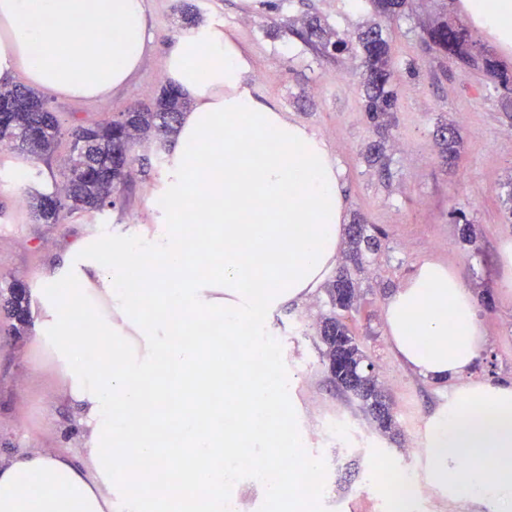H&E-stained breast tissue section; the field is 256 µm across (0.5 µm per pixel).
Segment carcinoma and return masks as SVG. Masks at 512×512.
<instances>
[{
  "label": "carcinoma",
  "mask_w": 512,
  "mask_h": 512,
  "mask_svg": "<svg viewBox=\"0 0 512 512\" xmlns=\"http://www.w3.org/2000/svg\"><path fill=\"white\" fill-rule=\"evenodd\" d=\"M372 11L385 18H394L413 10L414 0H369ZM297 35L313 51L324 56L353 50L362 55L365 67L363 101L367 117L380 140L369 146L370 161L382 162L383 143L390 127L391 112L397 106V93L390 84L392 56L388 40L379 26L362 30L355 44L336 37V32L310 17ZM421 41L431 51L456 64L462 70H479L502 88L504 110L512 108V68L500 64L486 50L476 47L466 29L443 19L421 32ZM188 102L183 94L164 90L154 106H142L122 113L124 124L112 120L80 124L70 130L74 143H82L80 154L63 159L61 180L48 192L30 195L29 208L41 224H60L77 211H99L116 205L129 173L124 169L133 163V147L145 140L159 143L158 159L163 161L162 148L176 132ZM0 110L8 117L0 121V153L9 150L52 157L60 142L61 127L38 92L22 84L0 83ZM435 142L443 160H454L458 154L460 134L451 125L435 131ZM384 233L359 216L347 227V250L336 274L325 285L327 311L318 324L321 361L331 382L351 395L364 415L383 433L392 434L397 421L391 404L375 375L365 370L368 355L357 342L340 312L349 311L358 303L360 289L350 268H361L370 256L378 253ZM6 300L12 315L22 324L29 321L27 293L9 288Z\"/></svg>",
  "instance_id": "cac0c4a2"
}]
</instances>
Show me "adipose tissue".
Listing matches in <instances>:
<instances>
[{
  "label": "adipose tissue",
  "mask_w": 512,
  "mask_h": 512,
  "mask_svg": "<svg viewBox=\"0 0 512 512\" xmlns=\"http://www.w3.org/2000/svg\"><path fill=\"white\" fill-rule=\"evenodd\" d=\"M477 27L512 47V0H463ZM155 50L146 0H0V78L23 74L46 93L96 98L127 84ZM164 76L191 104L180 118L156 221L126 224L72 245L39 276L34 344L52 361L60 394L78 409V453L23 452L0 463V512H224V463L239 457L253 419L275 407V441L254 486L300 490L318 460L304 456L288 393L254 377L252 339L274 314L309 302L343 248L346 199L326 145L256 99L233 38L209 25L166 50ZM396 358L423 382L456 383L458 399L431 414L430 483L449 502L512 512V383L473 379L484 340L477 301L445 264L426 260L384 300ZM102 337L111 359L90 363L76 324ZM239 341L230 365L211 360ZM231 388L224 407L214 393ZM184 413L178 447L156 439ZM156 411L155 436L140 426ZM152 457L151 477L122 463L127 448Z\"/></svg>",
  "instance_id": "obj_1"
}]
</instances>
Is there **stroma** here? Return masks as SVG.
Here are the masks:
<instances>
[{"mask_svg":"<svg viewBox=\"0 0 512 512\" xmlns=\"http://www.w3.org/2000/svg\"><path fill=\"white\" fill-rule=\"evenodd\" d=\"M185 3L198 8L201 23L223 28L243 48L253 95L327 145L344 176L348 217L364 215L385 234L380 253L365 266L361 306L347 322L394 402L400 432L392 439L379 434L356 402L330 382L316 348L317 322L326 310L324 292L276 315L271 334L281 357L264 378L285 377L303 451L323 463L321 480L308 484L304 495L282 499V512H391L375 477L382 469L411 470L421 488L417 512H455L447 496L428 485V457L407 455L408 448L423 445L429 415L448 404L455 391L423 384L393 355L382 305L386 287H398L416 264L431 259L447 264L474 295L485 298L478 315L487 350L477 376L512 379V295L497 287L499 247L512 240V212L504 203L512 178V116L501 107V91L481 73L446 70L435 53L424 49L419 35L423 26L444 15L505 65L512 66V53L472 22L461 0H416L412 13L383 22L398 105L386 145L389 167L382 175L361 156L375 134L363 107L359 58L318 56L295 35L303 19L316 15L339 37L352 39L371 22V13L356 10L352 0H147L158 51L118 92L95 100L49 96L64 127L109 121L158 96L165 86L162 50L183 32L179 9ZM411 62L416 72H408ZM441 123L454 124L461 135L459 155L448 165L433 139ZM69 146V139H62L56 157L47 160L16 153L0 158L1 181L18 170L30 173L26 182L0 195L5 207L0 213V290L14 283L32 288L36 276L58 265L79 240L120 224L154 221L151 197L168 173L156 162L147 169L134 166L116 206L78 212L62 224L36 223L20 199L51 186ZM459 209L472 223L473 243L462 238L455 218ZM32 334V325L14 327L0 312L1 460L19 452L52 453L80 445L75 411L57 395L53 369L33 345ZM329 415L353 422L354 435L339 437L327 430Z\"/></svg>","mask_w":512,"mask_h":512,"instance_id":"stroma-1","label":"stroma"}]
</instances>
